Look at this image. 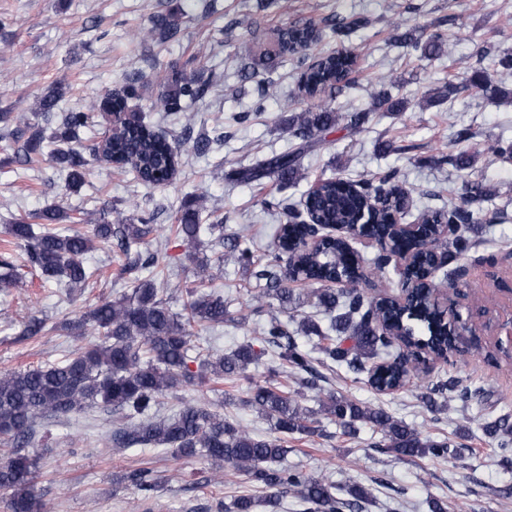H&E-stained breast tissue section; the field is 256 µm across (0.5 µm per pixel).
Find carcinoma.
I'll return each instance as SVG.
<instances>
[{
	"instance_id": "carcinoma-1",
	"label": "carcinoma",
	"mask_w": 512,
	"mask_h": 512,
	"mask_svg": "<svg viewBox=\"0 0 512 512\" xmlns=\"http://www.w3.org/2000/svg\"><path fill=\"white\" fill-rule=\"evenodd\" d=\"M325 25L342 40L355 29L367 24L364 19L353 23L331 17L317 21L302 19L274 31L259 46V58L268 67L290 64L300 71L299 92L302 98L291 103L293 115L288 121L292 136L306 143L332 129L346 119L351 131H365L370 114L380 110L393 111L397 103L383 93L375 96L371 108L352 112L345 117L337 114L324 100L350 88V74L356 59L343 51L323 55L317 65L309 63L313 35L319 25ZM179 33L176 20L155 16L151 25L138 31L142 42L171 40ZM447 35L431 31L422 39L414 30L398 34L395 42L401 47L420 52L430 58L440 54ZM479 89L494 96L507 92L488 82L484 71L476 68L460 83H448V96ZM206 86L194 79L174 74L167 79L166 91L152 103L156 112H185L202 99ZM64 90L57 86L40 98V111L46 115L60 108ZM137 96L136 80L132 79L112 94V107L104 100L93 99L82 110L61 114V120L50 139L55 148L51 160L66 171L67 188L82 187L90 160L75 146L80 133L91 123L95 112L110 111L117 115L119 126L107 134L93 153L94 157L127 161L137 179L149 186L171 184L181 165L180 144L145 123L140 113L129 106ZM45 136L41 128L32 131L16 153L18 163L30 165L42 154ZM243 182H258L267 177L277 178L288 186L305 178L297 152L274 155L236 172ZM315 192L306 196L304 208L319 224H353L366 208L367 201L382 191L385 199L381 209L371 214V224L359 226L360 232L384 240L388 249L380 250L372 259L373 274L385 272L393 262L391 253L402 249L414 252L417 259L415 275L424 278L422 288L401 304L390 294L368 298L363 292V278L357 271L363 268L364 257L350 250L340 237L324 241L314 252L299 248L311 231L308 224L279 225L277 242L267 254L256 259L246 241L239 235L225 237L224 219L209 225L218 230L216 245L229 247L237 260L256 268V280L264 287L251 293L253 313H260L266 299L276 298L286 306L293 301L288 284L299 282L309 286L316 305L331 313L329 329L333 336L320 352L333 363L345 365L355 374H367V381L378 391L391 392L406 387L419 377L422 355L448 361L453 355L452 337L448 335V317L433 302V289L441 282L427 276L431 251L446 249L461 255L472 247L466 233L476 223L471 205L490 201L494 192L481 182H468L461 203L451 209H436L424 213L426 223L419 225L417 235L396 240L392 235V214L408 198V191L388 171L378 180H352L330 176L317 181ZM204 206L195 201L185 204L170 225L175 237L194 245L200 231ZM113 216L91 225V234L68 232L57 227L61 221L86 224L83 217H74L59 205L49 206L34 215L36 223L19 221L8 225L10 243L25 255L27 266L45 281L65 283L69 291L89 286L96 271L86 265L84 256L99 242L115 245L124 256L121 274L132 284L129 291L106 298L74 318H65L59 328L76 337H93L62 361L0 373V445L11 451L0 453V491L8 496L10 512H40L43 504L34 493L38 473V457L22 454L18 449L32 444L36 426L60 416L85 413L104 407L116 415L112 442L120 448L163 447L176 459L203 457L214 463L228 465L259 486L265 495L240 496L225 507V512H278L285 494L293 493L306 505L307 512H364L370 498L368 490L355 485L344 498L336 485L324 475L307 473L285 464L289 448L286 436L292 433L315 435L319 420L312 417L296 400L304 388L317 387L323 379L310 353L302 349L294 334L278 318H270L262 328L261 341L267 345L281 366L298 376L299 389L285 393L270 382L251 387L245 404L256 409L271 423L276 436L259 437L224 419V414L210 409L208 394L218 392L217 385L243 373L257 362L258 353L246 343L230 354L216 350L200 351L193 344L196 326L215 327L224 324L228 301L224 295L209 288V284L224 272V254L197 257L195 284L186 290L183 308L175 312L157 287L156 273L163 269L159 257L143 256L140 250L153 233V217L141 213L127 217L107 210ZM459 225L457 236L442 240L438 225ZM338 278L345 284L336 289L327 283ZM0 281L18 284L20 274L10 253L0 255ZM198 363L190 370L189 363ZM188 388L198 394L193 402H184L171 416L158 411L169 399L178 398V391ZM473 397L468 387L452 386L438 379L424 386L420 402L436 411L441 401L451 398L467 404ZM322 411L343 432H356L359 422L370 423L382 435L378 447L402 457L447 458L454 454L451 440H424L420 433L395 419L380 408L362 406L356 401L326 393ZM486 434L499 440L501 456L512 461V419L501 416L482 423ZM117 482L139 491H152L156 478L148 468H136L123 473Z\"/></svg>"
}]
</instances>
